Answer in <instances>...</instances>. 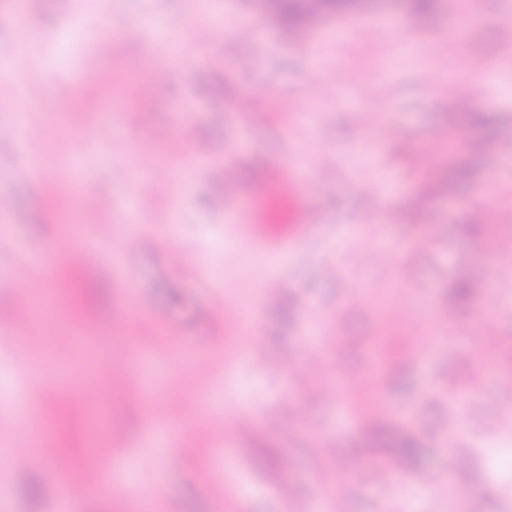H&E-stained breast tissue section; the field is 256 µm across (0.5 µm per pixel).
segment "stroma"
Wrapping results in <instances>:
<instances>
[{"instance_id": "35a3bbf8", "label": "stroma", "mask_w": 512, "mask_h": 512, "mask_svg": "<svg viewBox=\"0 0 512 512\" xmlns=\"http://www.w3.org/2000/svg\"><path fill=\"white\" fill-rule=\"evenodd\" d=\"M15 7L0 0V60L12 64L0 77V198L11 203L0 215V452L26 444L29 421L57 455L0 467V512H450L452 495L464 512H512V369L484 362L512 352V0H435L424 21L405 0H356L320 20L346 38L302 43L265 0H210L203 12L196 0H26L21 28ZM215 14L224 38L202 40ZM465 15L466 36L449 41ZM249 16L265 28L253 49L234 35ZM378 17L397 25L373 32ZM161 27L182 66L157 52ZM248 53L252 67L234 68ZM479 59L492 72L480 107L449 126L448 87ZM102 71L123 84L97 87ZM130 110L139 122L127 127ZM30 111L33 137L14 120ZM84 112L98 114L94 131ZM201 142L207 154H195ZM31 161L58 175L57 190L29 176ZM296 161L308 169L299 187ZM228 162L240 171L231 182ZM62 189L100 206L73 213ZM219 196L227 210L213 207ZM276 197L288 223L245 243L233 204L249 202L260 224ZM487 199L495 215L480 209ZM395 204L401 223L359 220ZM128 227L138 244L127 255ZM32 253L48 258L34 275L62 308L40 322L45 349L22 353L2 338L26 325L11 272ZM268 279L278 299L263 304ZM465 280L484 289L449 312ZM221 295L235 316L212 315ZM64 316L88 323L96 352L67 340ZM163 335L177 349L158 347ZM60 370L70 387L50 394ZM446 371L459 399L440 386ZM89 405L110 430L87 464ZM152 423L160 432L144 441ZM402 440L415 451L396 484L380 461ZM111 460L135 469L125 495L97 480ZM61 470L77 491L68 504Z\"/></svg>"}]
</instances>
